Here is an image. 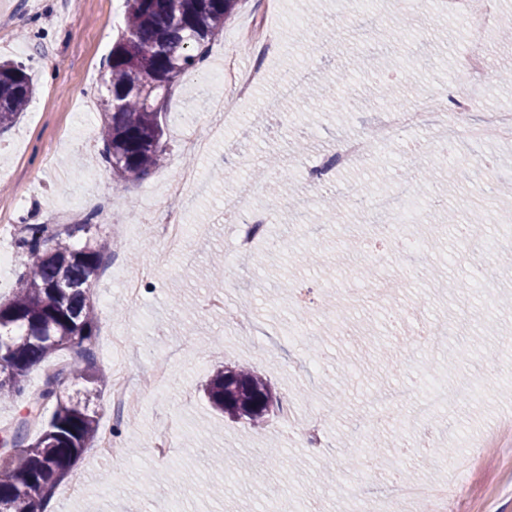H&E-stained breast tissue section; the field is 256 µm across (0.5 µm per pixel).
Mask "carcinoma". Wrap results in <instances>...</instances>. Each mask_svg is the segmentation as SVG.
Returning <instances> with one entry per match:
<instances>
[{"label": "carcinoma", "instance_id": "carcinoma-1", "mask_svg": "<svg viewBox=\"0 0 512 512\" xmlns=\"http://www.w3.org/2000/svg\"><path fill=\"white\" fill-rule=\"evenodd\" d=\"M239 0H125L124 26L112 45L104 84L100 134L104 161L126 183L142 180L168 156L163 106L171 84L203 61ZM150 82L151 92L142 90ZM23 64L0 62V130L9 128L35 95ZM88 222L54 230L25 224L15 246L27 257L12 297L0 302V400L22 401L14 421L0 429V512H45L55 489L98 437L99 385L94 370L97 318L85 288L111 244H74ZM74 355L69 369L46 375L27 392L30 371L53 355ZM88 383L76 395L57 387L64 376ZM211 406L259 425L279 404L276 393L250 368L224 367L204 388ZM41 424L32 438V421Z\"/></svg>", "mask_w": 512, "mask_h": 512}]
</instances>
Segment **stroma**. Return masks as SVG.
<instances>
[{"label":"stroma","mask_w":512,"mask_h":512,"mask_svg":"<svg viewBox=\"0 0 512 512\" xmlns=\"http://www.w3.org/2000/svg\"><path fill=\"white\" fill-rule=\"evenodd\" d=\"M257 5L258 0H240L205 61L174 83L163 116L166 164L125 184L100 158V104L107 95L102 80L120 31L109 0H0V15L12 17L9 39L0 40V58L23 63L37 88L15 125L0 133V245H13L25 222L63 228L60 211L84 192L93 195L88 211L109 207L111 223L97 219L90 230L112 242L95 279L96 292L109 294L108 304L95 307V359L105 376L126 371L141 397L136 414H112L111 392L103 390L100 426L112 431L113 454L104 459L88 450L70 480L57 487L47 512H86L90 504L96 512H158L162 506L180 512H239L244 506L268 512L276 501L287 502L291 512H344L362 473L354 461L359 417L376 419L382 441L373 477L397 468L413 481L443 483L477 439L512 416V351L501 345L503 337H512V304L503 303L512 297V267L501 261L512 254V195L498 192L512 174V143L460 140L437 167L438 138L416 131L390 142L385 160L337 172L331 189L335 222L293 223L288 206L305 193L303 165L366 127L383 83L392 84L407 109L428 98L448 105L467 88L455 69L456 56L477 48L492 75L476 111L512 109V85L496 78L500 67L512 64V45L496 36L512 29V0H500L497 30L479 44L438 0H416L410 9L401 0H381L382 26L407 33L395 44L377 41L361 16H334L332 0L323 2L320 29L305 23L307 0H276L280 14L303 18V25L280 31L263 81L238 103V127L216 140L212 156L190 155L187 137L207 133L209 101L226 94L210 73L223 68L229 53L245 67L253 60L252 47L237 34ZM326 29L334 30L337 41L309 65L310 82L327 96L337 95L339 78L354 57L368 56L371 63L357 78L364 101L348 112H329L304 97L290 106L292 122L282 124L280 114L264 111L263 103L281 73L306 63L305 49L322 43ZM419 36L434 45L433 54H416ZM298 141L307 150L297 157ZM271 151L281 156L291 183L266 237L252 256L239 260L228 254L225 208L233 199L263 191L253 169ZM188 163L202 179L183 214L192 257L162 254L136 235L114 234L115 225L148 223L153 209L166 206L170 180ZM398 175L422 189L416 206L431 195L442 196L446 206L430 223L403 224V231L421 242L416 252L376 266V279L399 280L400 290L382 296L357 286L341 329L331 312L301 309L293 285L310 286L320 300L335 295L337 278L356 259L346 242L359 236L361 217L343 188L352 184L364 194L388 193ZM490 213L497 223H487ZM218 255L224 258V286L216 291L198 271ZM146 266L149 289L141 304L130 305L118 281ZM216 292L226 308H247L257 331H239L222 315L202 312V301ZM383 305L398 308L404 329L383 328L378 312ZM436 322H457L461 330L435 337L427 350L407 345V332ZM301 326L302 336L296 333ZM159 365L169 374L164 388L154 387L151 376ZM240 365L265 377L281 401H293L296 421L324 409L325 446L319 454L281 426L280 410L254 428L210 407L203 395L206 382L217 369ZM463 373L477 379L478 393L455 413L437 412L433 447H422L423 429L409 404H372L373 393L429 382L446 386ZM162 416L174 423L176 448L160 464L150 446ZM463 486L456 512H512V445L500 448Z\"/></svg>","instance_id":"stroma-1"}]
</instances>
